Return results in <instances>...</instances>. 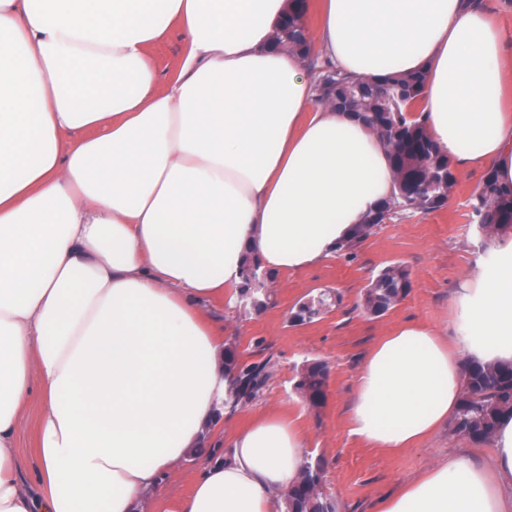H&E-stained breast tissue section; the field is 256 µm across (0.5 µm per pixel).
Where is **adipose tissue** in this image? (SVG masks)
<instances>
[{"label": "adipose tissue", "mask_w": 512, "mask_h": 512, "mask_svg": "<svg viewBox=\"0 0 512 512\" xmlns=\"http://www.w3.org/2000/svg\"><path fill=\"white\" fill-rule=\"evenodd\" d=\"M309 36L341 71H423L419 108L459 172L512 185L507 44L484 0H318ZM288 0H0V512H138L204 432L230 461L176 512H278L308 459L293 418L224 437V328L208 312L246 255L311 266L388 199L380 138L317 100L272 47ZM185 37L160 81L152 48ZM453 299L445 341L401 326L368 354L349 407L364 445L406 448L446 424L466 363H512V236ZM39 399L31 465L16 436ZM478 463L453 451L378 512H512V413Z\"/></svg>", "instance_id": "ef3b65f1"}]
</instances>
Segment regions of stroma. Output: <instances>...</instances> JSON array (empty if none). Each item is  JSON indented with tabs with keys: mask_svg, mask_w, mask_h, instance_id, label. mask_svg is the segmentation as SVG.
Returning <instances> with one entry per match:
<instances>
[{
	"mask_svg": "<svg viewBox=\"0 0 512 512\" xmlns=\"http://www.w3.org/2000/svg\"><path fill=\"white\" fill-rule=\"evenodd\" d=\"M482 177L479 170L459 176L447 207L441 210L402 214L378 225L354 255L338 251L315 266L277 274L275 295L261 312L241 316L221 303L209 308L223 322L225 337L236 340L243 359L269 357L275 364L260 400L225 413V434L269 409L292 415L307 437L312 458L324 464V490L336 501L338 512H377L379 498L396 492L452 449H465L480 460L489 456L487 445L450 436L445 427L409 448L394 452L368 448L352 435L348 415L357 374L381 337L406 324L453 336L452 299L483 253L472 216L473 196ZM391 263L410 271L412 288L385 316L376 318L363 310L360 296L370 278ZM324 289L337 291L340 302L313 323L291 325L292 307ZM311 359L329 367L327 400L316 411L292 388L296 369ZM203 465V459H186L178 476L146 496L143 512H171L187 493L191 475Z\"/></svg>",
	"mask_w": 512,
	"mask_h": 512,
	"instance_id": "obj_1",
	"label": "stroma"
}]
</instances>
